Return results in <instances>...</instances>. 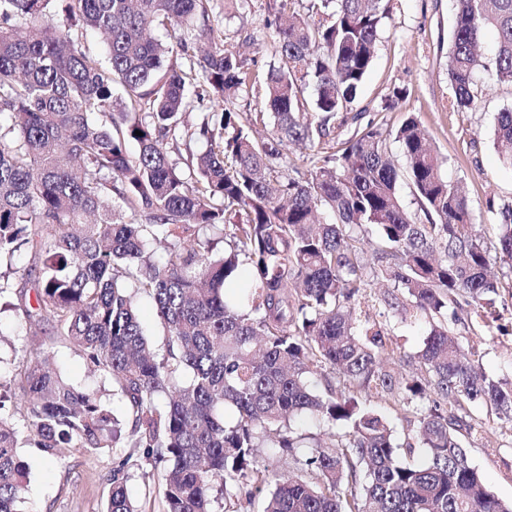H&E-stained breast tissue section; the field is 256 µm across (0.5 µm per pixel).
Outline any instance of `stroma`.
I'll use <instances>...</instances> for the list:
<instances>
[{
    "label": "stroma",
    "instance_id": "obj_1",
    "mask_svg": "<svg viewBox=\"0 0 512 512\" xmlns=\"http://www.w3.org/2000/svg\"><path fill=\"white\" fill-rule=\"evenodd\" d=\"M392 13L377 40L372 65L353 103L361 123L397 130L408 115H416L428 139L444 159V173L465 187L483 245L495 251L501 211L512 207V168L500 159L493 140L499 112L512 109V85L481 73L477 100L457 108L448 79V46L456 21L455 0H392ZM275 0H210V24L218 43L241 48L246 68L259 78L236 102L239 110H262L264 82L278 68L280 57L272 22ZM406 97L393 107L385 102L394 91ZM387 289L372 283L369 315L385 323L392 346L415 355L430 332L427 319L400 323L385 302ZM20 296L0 309V383L9 384L15 366L50 357L69 384L102 395L109 410L122 415V401L112 384L93 370L74 348L56 342L50 325L27 331L19 310ZM458 320L448 332L463 349H474L476 365L488 376L512 381V278L499 277L495 304L486 314L473 313L458 297ZM464 412L481 422L486 439L466 442L468 459L490 490L512 502V425L499 421L484 404H466ZM30 471L24 512H106L112 473V452L89 455L66 450L46 460L39 449L21 448Z\"/></svg>",
    "mask_w": 512,
    "mask_h": 512
}]
</instances>
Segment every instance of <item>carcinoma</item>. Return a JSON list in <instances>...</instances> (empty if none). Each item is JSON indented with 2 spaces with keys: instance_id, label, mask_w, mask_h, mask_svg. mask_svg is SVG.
<instances>
[{
  "instance_id": "obj_1",
  "label": "carcinoma",
  "mask_w": 512,
  "mask_h": 512,
  "mask_svg": "<svg viewBox=\"0 0 512 512\" xmlns=\"http://www.w3.org/2000/svg\"><path fill=\"white\" fill-rule=\"evenodd\" d=\"M57 1L63 18L49 21ZM207 2L0 0V300L16 294L12 260L31 251L40 265L25 322L53 323L57 339L108 373L125 405L122 428L98 395L65 383L48 359L15 366L20 401L7 411L0 400V512H21L22 444L49 459L65 445L112 449L107 512H143L126 492L134 457L143 478L160 470L164 512H213L216 491L224 512H249L261 493L262 512H512L462 446L482 437L481 425L460 415L467 401L512 424V381L477 371L448 334L457 296L484 310L497 288L469 199L445 177L413 115L395 132L357 127L335 147L334 121L347 122L389 0H323L333 5L327 23L280 0L281 64L266 78L273 129L265 137L250 133L252 113L236 108L250 73L240 47L215 43ZM455 2L448 79L456 105L470 108L478 71L512 84V0ZM170 26L181 29L184 53L214 44L200 70L165 65L171 48L154 31ZM75 27L104 36L107 63L76 46ZM487 30L495 34L489 65ZM206 98L215 110L195 111ZM179 133L207 143L188 177L166 148ZM392 138L403 172L390 158ZM292 143L330 152L292 176L283 172ZM494 143L512 166V110L498 114ZM403 174L416 193L413 213L397 192ZM326 210L335 223L318 220ZM501 216L497 255L512 274V207ZM367 225L378 231L369 256L355 234ZM214 234L224 237L219 256ZM157 243L166 247L161 263ZM373 278L396 291L390 306L400 321L433 319L420 372L409 378L381 364L397 355L385 326L354 316ZM141 297L160 319L161 355L141 326ZM325 367L336 385L319 393L306 375ZM372 396L412 415L422 464L403 462L391 423L364 405ZM303 414L341 432L324 443L297 435L291 420ZM267 446L288 459L285 473L260 467Z\"/></svg>"
}]
</instances>
